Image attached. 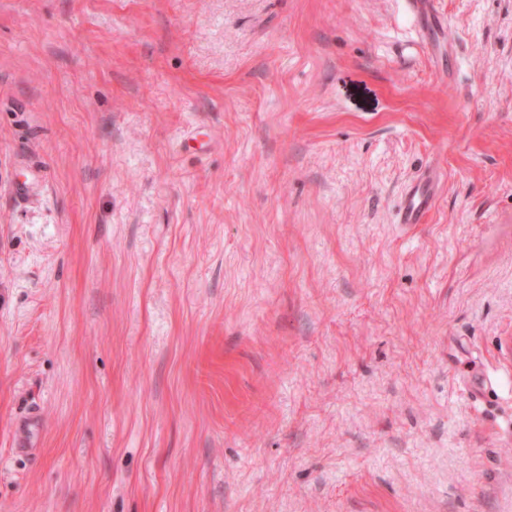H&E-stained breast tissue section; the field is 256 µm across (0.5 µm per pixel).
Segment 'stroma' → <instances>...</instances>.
<instances>
[{
  "mask_svg": "<svg viewBox=\"0 0 512 512\" xmlns=\"http://www.w3.org/2000/svg\"><path fill=\"white\" fill-rule=\"evenodd\" d=\"M435 8L0 0V512H512V0ZM439 176L434 170L421 174L404 191L398 208V224H424L434 206Z\"/></svg>",
  "mask_w": 512,
  "mask_h": 512,
  "instance_id": "35a3bbf8",
  "label": "stroma"
}]
</instances>
